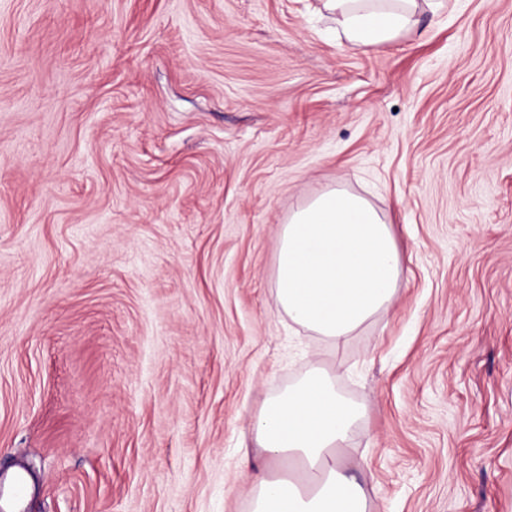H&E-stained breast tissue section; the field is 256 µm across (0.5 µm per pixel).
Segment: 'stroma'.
<instances>
[{
    "instance_id": "obj_1",
    "label": "stroma",
    "mask_w": 512,
    "mask_h": 512,
    "mask_svg": "<svg viewBox=\"0 0 512 512\" xmlns=\"http://www.w3.org/2000/svg\"><path fill=\"white\" fill-rule=\"evenodd\" d=\"M317 0H0V472L24 512H252L265 399L319 364L368 512H512V0L370 48ZM340 185L402 253L333 346L275 303Z\"/></svg>"
}]
</instances>
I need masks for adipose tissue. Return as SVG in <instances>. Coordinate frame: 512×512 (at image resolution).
Segmentation results:
<instances>
[{"label": "adipose tissue", "mask_w": 512, "mask_h": 512, "mask_svg": "<svg viewBox=\"0 0 512 512\" xmlns=\"http://www.w3.org/2000/svg\"><path fill=\"white\" fill-rule=\"evenodd\" d=\"M444 0H322L353 46L374 47L411 32ZM401 257L385 216L365 197L336 186L292 212L279 234L275 302L295 323L333 345L390 309ZM322 369L256 416L254 442L269 469L254 478V512H368L339 455L365 418Z\"/></svg>", "instance_id": "1"}]
</instances>
